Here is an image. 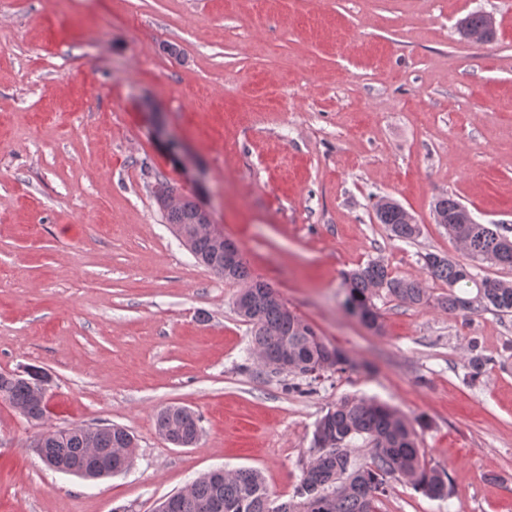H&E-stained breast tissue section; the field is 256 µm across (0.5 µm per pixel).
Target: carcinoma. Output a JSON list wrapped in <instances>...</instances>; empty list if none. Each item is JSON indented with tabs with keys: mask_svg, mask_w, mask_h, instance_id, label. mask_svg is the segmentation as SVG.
Masks as SVG:
<instances>
[{
	"mask_svg": "<svg viewBox=\"0 0 512 512\" xmlns=\"http://www.w3.org/2000/svg\"><path fill=\"white\" fill-rule=\"evenodd\" d=\"M463 205L452 195H441L433 204L434 222L448 238L460 244L463 255L453 259L441 252L420 256L427 277L448 287V294L433 296L424 282L412 276L394 274L384 261L372 259L344 273L343 284L350 308L368 318L365 325L380 330V313L374 298L384 294L407 306L431 302L450 314L471 316L492 310L512 314V284L486 273L491 267H512V239L502 224H455ZM376 221L391 238L413 241L420 225L410 223L395 200L382 197L374 205ZM175 232L195 224L196 202L184 197L180 206L166 211ZM187 248L196 261L213 273L234 283L247 282L251 293L268 288L251 279L247 264L224 272V257L210 240L190 237ZM238 314L253 326L252 345L262 366L286 349L293 355L292 371L303 376L321 364L326 370H343L351 365L347 353L326 341L315 328L289 310L265 306L253 315L236 306ZM49 373L31 366L22 375L0 374V399L8 402L28 421L41 424L47 415V399L38 398L35 388ZM158 434L167 441L199 440L198 416L179 405L161 408L155 415ZM361 437L371 444L369 458L357 461L352 441ZM37 441L44 464H56L82 479L108 477L126 469L132 459L134 438L120 426L74 427L47 430ZM317 454L303 472L295 496L277 502L262 476L251 469L229 474H204L191 484L187 497L178 500L170 512H379L386 495L388 478L400 475L430 499L448 497L447 476L427 466L425 449L419 447L415 428L392 407L372 399L344 396L319 418L314 430ZM115 448L125 449L118 455Z\"/></svg>",
	"mask_w": 512,
	"mask_h": 512,
	"instance_id": "obj_1",
	"label": "carcinoma"
}]
</instances>
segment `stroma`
I'll return each instance as SVG.
<instances>
[{
	"label": "stroma",
	"mask_w": 512,
	"mask_h": 512,
	"mask_svg": "<svg viewBox=\"0 0 512 512\" xmlns=\"http://www.w3.org/2000/svg\"><path fill=\"white\" fill-rule=\"evenodd\" d=\"M473 11L494 40L458 34ZM161 181L353 368H259L239 284L173 233ZM442 194L512 227V0H0V372L48 370L44 427L135 437L131 470L61 474L0 400V512H153L216 468L290 499L345 395L416 424L448 474L443 500L389 478L380 512H512V315L383 297L377 332L344 306L368 260L419 278L421 254L460 257L433 221ZM385 196L415 241L376 222ZM170 404L199 416L197 445L157 433Z\"/></svg>",
	"instance_id": "obj_1"
}]
</instances>
